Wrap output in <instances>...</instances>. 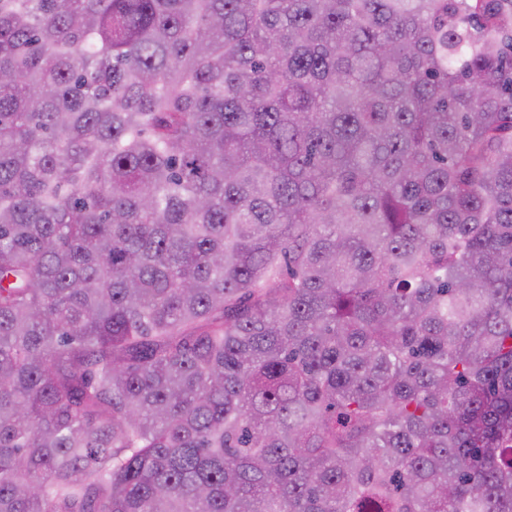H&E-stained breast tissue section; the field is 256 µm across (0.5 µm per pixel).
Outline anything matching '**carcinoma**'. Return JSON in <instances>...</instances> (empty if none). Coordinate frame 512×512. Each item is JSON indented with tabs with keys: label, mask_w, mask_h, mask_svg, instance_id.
Instances as JSON below:
<instances>
[{
	"label": "carcinoma",
	"mask_w": 512,
	"mask_h": 512,
	"mask_svg": "<svg viewBox=\"0 0 512 512\" xmlns=\"http://www.w3.org/2000/svg\"><path fill=\"white\" fill-rule=\"evenodd\" d=\"M0 512H512V0H0Z\"/></svg>",
	"instance_id": "1"
}]
</instances>
